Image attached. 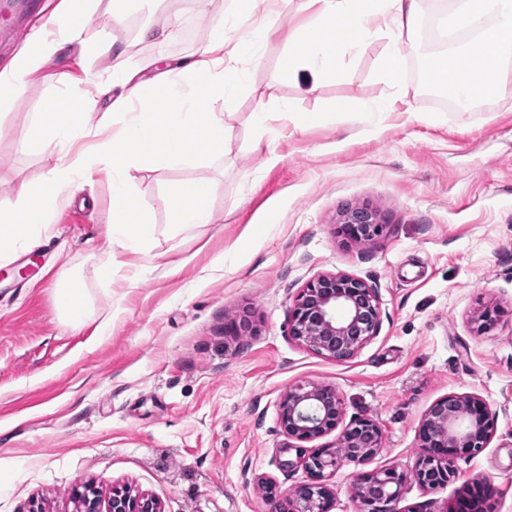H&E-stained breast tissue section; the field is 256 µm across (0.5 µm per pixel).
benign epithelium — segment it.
<instances>
[{
	"label": "benign epithelium",
	"mask_w": 512,
	"mask_h": 512,
	"mask_svg": "<svg viewBox=\"0 0 512 512\" xmlns=\"http://www.w3.org/2000/svg\"><path fill=\"white\" fill-rule=\"evenodd\" d=\"M375 211L358 207L348 211L339 232L347 240L366 243L383 231ZM497 307L484 308L476 318V331H489L499 321ZM380 305L375 289L346 273L321 275L309 281L298 294L290 320V336L318 354L342 362L379 332ZM343 401L329 385L297 384L281 402V426L288 438L303 444L300 455L307 480L292 495L277 502L272 512H332L335 498L328 487L330 473L343 463L364 465L382 448L383 433L375 420L363 417L342 436L344 450L307 448L341 422ZM496 414L481 397L449 394L427 410L419 428L420 452L409 473L395 468L372 471L361 476L362 494L358 512H394L393 503L403 487L413 481L422 487L444 485L454 477L452 462L471 456L490 443ZM75 512H162L159 501L146 494H134L115 487L106 509H101L97 490L84 485L74 491ZM475 492L461 497L453 512H482Z\"/></svg>",
	"instance_id": "1"
}]
</instances>
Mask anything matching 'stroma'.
<instances>
[{
  "label": "stroma",
  "instance_id": "obj_1",
  "mask_svg": "<svg viewBox=\"0 0 512 512\" xmlns=\"http://www.w3.org/2000/svg\"><path fill=\"white\" fill-rule=\"evenodd\" d=\"M57 0H0V63ZM151 0H132L117 46L140 66L187 56L210 37L196 32L144 41ZM388 40L372 39L339 76L307 93L278 76L272 40L231 104L223 163L131 170L154 234L143 252L112 247L109 182L96 174L55 214L40 245L0 260V512H73V492L93 484L108 497L127 487L164 512H270L306 478L287 464L280 404L294 385L336 388L343 426L374 419L383 445L365 466L341 465L328 484L333 512H355L360 471L414 468L430 405L476 394L496 414L487 448L455 463L430 489L408 482L396 512H450L473 482H485L489 512H512V91L469 112L418 86L408 54L400 86L381 75ZM106 83L109 63L64 52L54 67ZM61 88L40 76L13 112L0 116V202L37 184L55 156L31 147L34 115ZM272 113L254 125L256 96ZM392 101L385 112L368 102ZM347 111H336L337 102ZM314 114L295 128L296 115ZM276 164H267L269 155ZM211 185L213 223L174 231L167 188ZM369 206L384 225L365 244L338 232L346 210ZM112 260L111 281L98 269ZM81 270L95 315L65 322L55 285ZM343 272L376 288L380 330L338 362L289 334L295 299L311 280ZM501 318L488 333L474 317ZM248 314L249 331L228 327ZM111 324H104V317Z\"/></svg>",
  "mask_w": 512,
  "mask_h": 512
}]
</instances>
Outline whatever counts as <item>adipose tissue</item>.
Masks as SVG:
<instances>
[{
	"mask_svg": "<svg viewBox=\"0 0 512 512\" xmlns=\"http://www.w3.org/2000/svg\"><path fill=\"white\" fill-rule=\"evenodd\" d=\"M281 5L282 0H236L232 18L214 20L209 41L197 53L156 57L146 74L130 66L111 35H86L87 16L120 22L116 0H61L47 24L33 31L0 69V112L11 111L23 98L29 77L47 70L67 46L78 47L85 57L111 59L110 81L119 92L112 97L109 118L93 130L98 142L91 153L53 164L38 185L19 188L16 205L0 204V243L37 244L64 202L62 186H77L100 165L111 182L109 237L126 250L144 246L152 228L130 187L129 170L222 160L231 128L217 104L236 96L246 79L245 63L258 62L261 47L271 39L283 45L281 75L305 79L313 87L337 76L344 57L383 30L390 32L392 42L382 72L391 84H400L403 46L419 43L422 0H300L299 11L310 15L300 27L273 24ZM448 19L459 38L442 54L424 55L420 82L467 112L506 91V77L512 73V0H451ZM95 108L92 91L67 84L36 113L35 145L49 154L75 141L85 134L84 119ZM168 197L175 226L213 223L209 182L178 183L169 188ZM55 295L73 327L91 318L75 273L61 274Z\"/></svg>",
	"mask_w": 512,
	"mask_h": 512,
	"instance_id": "ef3b65f1",
	"label": "adipose tissue"
}]
</instances>
